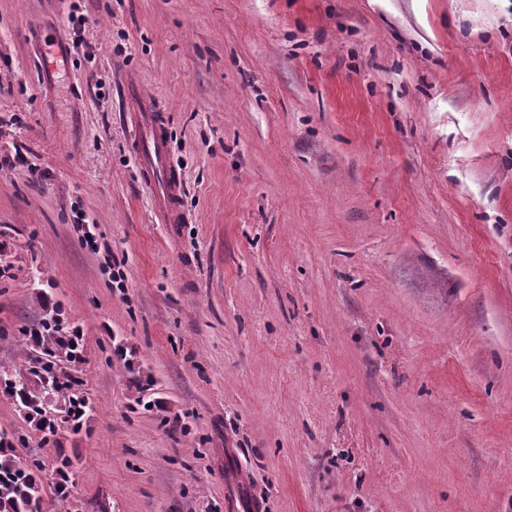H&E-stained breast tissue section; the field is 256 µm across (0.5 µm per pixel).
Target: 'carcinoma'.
I'll list each match as a JSON object with an SVG mask.
<instances>
[{
  "label": "carcinoma",
  "instance_id": "obj_1",
  "mask_svg": "<svg viewBox=\"0 0 512 512\" xmlns=\"http://www.w3.org/2000/svg\"><path fill=\"white\" fill-rule=\"evenodd\" d=\"M58 310L49 311L36 328L24 331L22 358L25 370L0 369V392L21 407L27 419L46 435H55L56 426L47 416L50 397L78 384L72 364L82 361L75 339L61 335L64 325ZM71 410L63 422L72 432L79 431L76 421L91 413L93 407L84 396L72 395ZM24 439L0 432V512H42V486L39 474L43 463L34 459L24 464L16 455L15 443Z\"/></svg>",
  "mask_w": 512,
  "mask_h": 512
}]
</instances>
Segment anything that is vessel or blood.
<instances>
[{
  "label": "vessel or blood",
  "mask_w": 512,
  "mask_h": 512,
  "mask_svg": "<svg viewBox=\"0 0 512 512\" xmlns=\"http://www.w3.org/2000/svg\"><path fill=\"white\" fill-rule=\"evenodd\" d=\"M125 94L133 104L131 121L138 130L131 146L146 183L155 191V206L164 223H180V183L169 163L164 123L140 85L126 84Z\"/></svg>",
  "instance_id": "obj_1"
}]
</instances>
